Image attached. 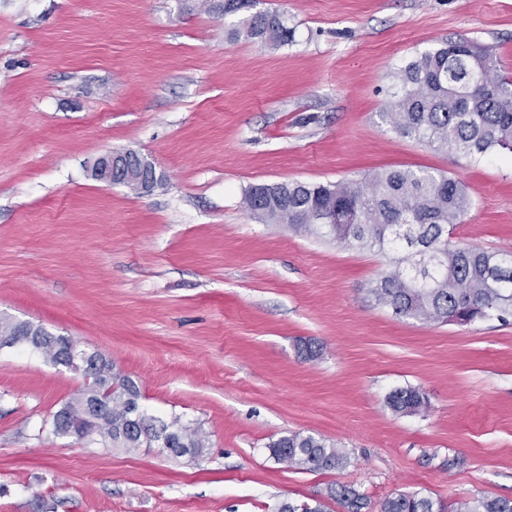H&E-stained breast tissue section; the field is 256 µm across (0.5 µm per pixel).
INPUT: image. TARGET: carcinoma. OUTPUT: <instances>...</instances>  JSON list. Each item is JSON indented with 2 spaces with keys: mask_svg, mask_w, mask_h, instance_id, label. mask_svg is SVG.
Instances as JSON below:
<instances>
[{
  "mask_svg": "<svg viewBox=\"0 0 512 512\" xmlns=\"http://www.w3.org/2000/svg\"><path fill=\"white\" fill-rule=\"evenodd\" d=\"M231 36L278 48L292 43L293 30L283 15L266 10L244 19ZM456 45L450 41L426 50L394 71V92L382 119L396 133L438 150L477 159L512 153V76L473 42H466L461 51ZM243 204L264 224H286L299 234L385 254L389 269L370 295L398 316L467 325L512 313V252L449 243L472 199L462 184L443 174L387 169L364 181L255 184L244 190ZM322 211L336 212V223L303 220L308 213ZM63 340L37 326L35 336L19 343L64 367L66 357L57 348ZM95 399L112 405V415L86 422L81 405ZM388 405L398 414H418L428 398L419 388L407 386L394 390ZM139 408L138 384L104 358L97 374L56 411L71 426L51 433L69 437L85 431L90 440H110L113 447L129 451L149 448L163 434L169 455H203L205 440L199 429L178 416L168 421L152 415L140 419ZM268 450L276 463L300 472L340 469L348 462L341 449L311 434L282 436ZM330 501L343 512H367L369 507L356 489L331 484L318 497L282 504L280 512H328ZM378 512H447V507L429 497L400 493L381 501ZM453 512H512V499L477 497L458 503Z\"/></svg>",
  "mask_w": 512,
  "mask_h": 512,
  "instance_id": "carcinoma-1",
  "label": "carcinoma"
}]
</instances>
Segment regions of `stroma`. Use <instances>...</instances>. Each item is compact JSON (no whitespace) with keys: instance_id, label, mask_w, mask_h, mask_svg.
I'll return each mask as SVG.
<instances>
[{"instance_id":"obj_1","label":"stroma","mask_w":512,"mask_h":512,"mask_svg":"<svg viewBox=\"0 0 512 512\" xmlns=\"http://www.w3.org/2000/svg\"><path fill=\"white\" fill-rule=\"evenodd\" d=\"M253 9L283 14L293 42L230 39L238 16L200 0H0V317L112 360L148 414L206 441L192 460L55 436L43 425L81 374L0 349V512H278L336 483L375 505L512 498V316H395L369 293L383 255L242 204L254 184L423 169L472 198L453 246L512 251V156L437 151L379 117L391 72L451 40L512 73V0ZM123 149L154 163L152 191L92 177ZM406 386L425 412L389 408ZM291 432L347 466L276 463Z\"/></svg>"}]
</instances>
